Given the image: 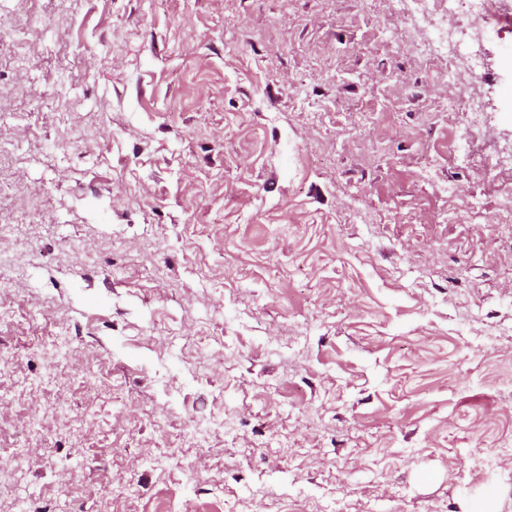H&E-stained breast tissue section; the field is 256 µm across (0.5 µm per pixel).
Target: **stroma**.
Here are the masks:
<instances>
[{
    "instance_id": "obj_1",
    "label": "stroma",
    "mask_w": 512,
    "mask_h": 512,
    "mask_svg": "<svg viewBox=\"0 0 512 512\" xmlns=\"http://www.w3.org/2000/svg\"><path fill=\"white\" fill-rule=\"evenodd\" d=\"M426 43L393 0H0V512H512V224L454 217L505 190L512 29L477 132Z\"/></svg>"
}]
</instances>
